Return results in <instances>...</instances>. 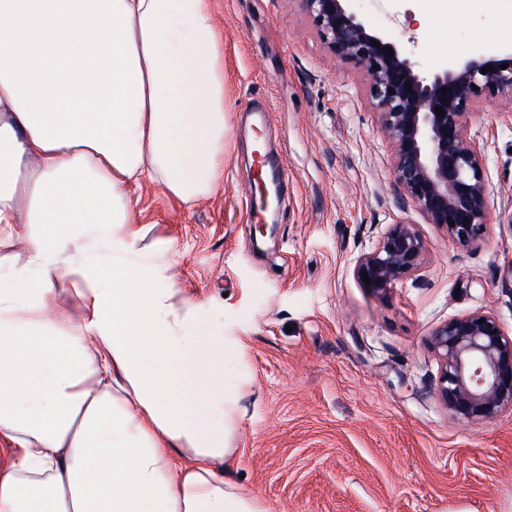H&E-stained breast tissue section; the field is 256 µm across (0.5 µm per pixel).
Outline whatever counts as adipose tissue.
Returning a JSON list of instances; mask_svg holds the SVG:
<instances>
[{
    "label": "adipose tissue",
    "instance_id": "1",
    "mask_svg": "<svg viewBox=\"0 0 512 512\" xmlns=\"http://www.w3.org/2000/svg\"><path fill=\"white\" fill-rule=\"evenodd\" d=\"M224 113L212 0H0V512H267L230 470L229 339L132 225L143 180L216 191Z\"/></svg>",
    "mask_w": 512,
    "mask_h": 512
}]
</instances>
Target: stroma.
Listing matches in <instances>:
<instances>
[{"label": "stroma", "mask_w": 512, "mask_h": 512, "mask_svg": "<svg viewBox=\"0 0 512 512\" xmlns=\"http://www.w3.org/2000/svg\"><path fill=\"white\" fill-rule=\"evenodd\" d=\"M224 35V183L186 205L145 181L139 248L203 305L199 326L239 337L224 385L239 395L234 470L267 512H512V411L455 417L435 396L432 329L488 311L512 334V102L467 118L483 155L490 230L459 249L403 203L364 71L334 58L298 0H213ZM426 75L473 47L512 45V0H373ZM282 164L260 209L252 132ZM417 224L422 270L387 295L354 273L392 222ZM275 223V238L260 227Z\"/></svg>", "instance_id": "35a3bbf8"}]
</instances>
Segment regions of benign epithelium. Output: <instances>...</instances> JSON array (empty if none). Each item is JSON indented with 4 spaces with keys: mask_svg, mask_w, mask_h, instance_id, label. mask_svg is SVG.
Returning a JSON list of instances; mask_svg holds the SVG:
<instances>
[{
    "mask_svg": "<svg viewBox=\"0 0 512 512\" xmlns=\"http://www.w3.org/2000/svg\"><path fill=\"white\" fill-rule=\"evenodd\" d=\"M300 2L329 52L364 70L370 102L393 147L392 174L403 202L463 250L485 239L490 223L484 163L466 123L486 99L512 102V46L475 50L427 76L388 32L369 28L346 0ZM487 66L494 71L482 73ZM438 106L445 115L435 112ZM427 251L417 226L398 221L357 260L355 274L368 275V289L385 295L422 269ZM428 346L439 365L435 394L454 416L480 421L512 411V336L492 313L462 314L438 324Z\"/></svg>",
    "mask_w": 512,
    "mask_h": 512,
    "instance_id": "7a95c632",
    "label": "benign epithelium"
}]
</instances>
